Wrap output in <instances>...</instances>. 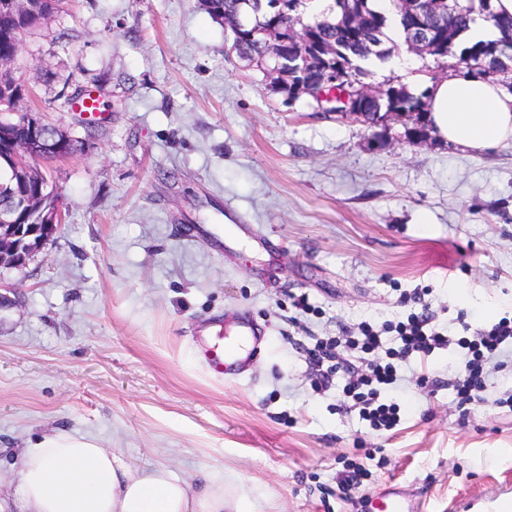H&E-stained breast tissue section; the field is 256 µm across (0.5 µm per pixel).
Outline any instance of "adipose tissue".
Segmentation results:
<instances>
[{
  "instance_id": "adipose-tissue-1",
  "label": "adipose tissue",
  "mask_w": 512,
  "mask_h": 512,
  "mask_svg": "<svg viewBox=\"0 0 512 512\" xmlns=\"http://www.w3.org/2000/svg\"><path fill=\"white\" fill-rule=\"evenodd\" d=\"M433 128L449 143L491 151L512 144V94L494 80L450 77L429 87ZM13 502L0 512H261L236 476L187 481L169 466L133 468L91 436L44 434L20 452Z\"/></svg>"
}]
</instances>
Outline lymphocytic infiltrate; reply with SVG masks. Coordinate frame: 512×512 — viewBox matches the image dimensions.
<instances>
[{"label":"lymphocytic infiltrate","instance_id":"f902f5d3","mask_svg":"<svg viewBox=\"0 0 512 512\" xmlns=\"http://www.w3.org/2000/svg\"><path fill=\"white\" fill-rule=\"evenodd\" d=\"M432 315L409 313L403 320L379 323L363 320L343 329L341 335L317 339L312 359L330 360L323 379L341 373L348 411L358 412L370 430L382 433L398 426V404L390 399L400 368L424 363L434 352L448 351L450 385L458 406L486 403V379L492 361L512 345V320L456 336L432 323Z\"/></svg>","mask_w":512,"mask_h":512}]
</instances>
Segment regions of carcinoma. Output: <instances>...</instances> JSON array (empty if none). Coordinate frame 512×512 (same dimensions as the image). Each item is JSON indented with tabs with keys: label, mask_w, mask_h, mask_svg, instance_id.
Returning a JSON list of instances; mask_svg holds the SVG:
<instances>
[{
	"label": "carcinoma",
	"mask_w": 512,
	"mask_h": 512,
	"mask_svg": "<svg viewBox=\"0 0 512 512\" xmlns=\"http://www.w3.org/2000/svg\"><path fill=\"white\" fill-rule=\"evenodd\" d=\"M59 0H32L25 11H4L5 0H0V60L5 66L0 69V112L17 111V103L23 98L25 87L16 76L14 63L17 44L22 33L41 23L56 10ZM310 0H303L299 7L301 16L299 40L291 46L288 53V73L295 83L307 81L329 94L336 92L332 83L334 73L345 68L361 78L368 76L367 64L372 61L385 63L390 58L391 48L388 43L392 38L387 34L390 22H398V28L404 42L409 44L420 35L429 37L433 48L426 51L431 57L451 55L456 64L465 69L467 77L488 79L502 59L512 56V16H502L494 8L493 0H459V8L449 18L440 19L431 14L426 15L424 25L410 29L407 19L395 7L378 9L373 0H352L354 11L362 10L365 17L361 23L367 26V32L359 34L348 25H339L331 12L309 14ZM206 11L214 18L227 20L232 49L240 56L263 62L272 57L271 44L286 36V29L273 27L263 15L255 11L246 0H202ZM482 20L497 31V36L490 40L467 42L458 46L460 37L467 32L476 20ZM313 34L318 41L334 47V55L329 60V70L322 76L319 71L307 70L302 74L295 71V60L313 55L315 42L308 39ZM401 103L412 112L421 113V120L427 128L432 125L426 119L427 105L425 94L418 96L400 87ZM19 192L38 198L37 205L26 217V223L35 224L39 214L52 209L57 203V193L49 189L45 181H31L19 188Z\"/></svg>",
	"instance_id": "carcinoma-1"
}]
</instances>
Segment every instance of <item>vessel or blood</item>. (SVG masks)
I'll return each mask as SVG.
<instances>
[{"instance_id":"vessel-or-blood-1","label":"vessel or blood","mask_w":512,"mask_h":512,"mask_svg":"<svg viewBox=\"0 0 512 512\" xmlns=\"http://www.w3.org/2000/svg\"><path fill=\"white\" fill-rule=\"evenodd\" d=\"M261 342V335L247 323L238 324L231 340L223 336L215 339H200V353L211 370L226 376L235 375L247 369L253 362ZM369 512H413L407 498L397 491L380 493L368 505Z\"/></svg>"}]
</instances>
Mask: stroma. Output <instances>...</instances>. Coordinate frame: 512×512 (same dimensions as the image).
Wrapping results in <instances>:
<instances>
[{"label":"stroma","mask_w":512,"mask_h":512,"mask_svg":"<svg viewBox=\"0 0 512 512\" xmlns=\"http://www.w3.org/2000/svg\"><path fill=\"white\" fill-rule=\"evenodd\" d=\"M392 56L407 67L371 66L372 90L452 74L400 39ZM272 66L238 57L198 0H60L26 33L19 107L80 146L40 164L64 224L0 268V448L89 434L133 467L235 471L264 512H361L390 486L448 512L512 491V410L492 404L512 351L467 414L435 353L424 381L399 382L401 423L381 435L340 410L342 378L315 388L310 354L339 326L404 318L416 288L441 327L512 318V145L416 143L409 114L380 144L288 100ZM83 89L100 116L67 106ZM229 317L272 338L239 379L211 375L195 344ZM348 462L370 475L345 492Z\"/></svg>","instance_id":"obj_1"}]
</instances>
